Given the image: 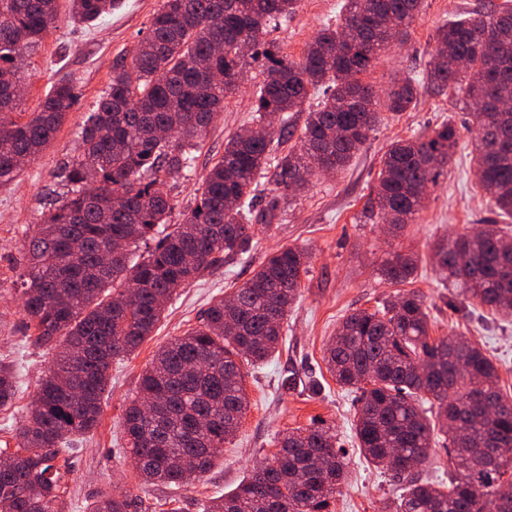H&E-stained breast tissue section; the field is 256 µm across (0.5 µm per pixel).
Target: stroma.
<instances>
[{
	"label": "stroma",
	"mask_w": 512,
	"mask_h": 512,
	"mask_svg": "<svg viewBox=\"0 0 512 512\" xmlns=\"http://www.w3.org/2000/svg\"><path fill=\"white\" fill-rule=\"evenodd\" d=\"M342 3L300 0L296 12L281 21L271 37L283 54L299 58L324 24L335 20ZM504 3L424 0L403 42L372 61L364 82L381 90L393 79L424 75L440 25ZM160 4L161 0H122L111 15L83 25L70 19L67 0H60L54 27L27 59L22 111H35L62 77L74 79L78 103L52 144L37 159L26 162L15 181L0 185V364L14 371L18 382L14 399L0 409V448L15 445V434L53 356L52 351L33 345L24 326L19 275L25 236L64 192L63 170L78 153L80 129L109 84L115 58L132 52L147 34ZM262 78L260 64H250L239 89L226 96L224 110L197 151L193 169L171 192L170 223H180L183 213L193 207L202 177L224 153L225 139L248 126L252 89ZM446 119L458 129L454 160L448 175L431 187L416 220L400 231L367 222L364 210L389 144L431 132ZM467 120L466 110L450 94L424 86L415 109L400 114L382 111L366 144L337 176L314 179L302 192L266 180V192L280 197L281 210L272 223H254L250 252L225 260L180 288L152 336L124 360L113 363L101 421L76 443L70 456L69 492L62 512H88L94 501L115 488L140 499L138 512H170L175 506L180 512H203L212 499L232 492L257 463L274 453L286 432L317 423L335 431L345 450L348 480L331 504L333 512H393L396 486L390 473L375 468L357 447L356 394L336 383L326 368L324 352L344 316L379 308L396 291H414L423 296L428 308L430 336L462 333L479 343L499 369L501 388L512 394V320L477 303L461 312L447 306L450 292L431 255L437 239L496 217L472 169L473 135L466 128ZM288 246L309 253V271L302 275L300 296L283 323L278 351L263 364L242 367L250 407L235 437L225 442L204 481L180 487L142 485L121 426L140 374L160 346L198 326L208 307L245 283L267 255ZM397 251L415 254L418 260L412 282L399 287L379 274L384 260ZM291 371L299 381L287 390L281 381Z\"/></svg>",
	"instance_id": "1"
}]
</instances>
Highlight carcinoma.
Returning a JSON list of instances; mask_svg holds the SVG:
<instances>
[{
    "mask_svg": "<svg viewBox=\"0 0 512 512\" xmlns=\"http://www.w3.org/2000/svg\"><path fill=\"white\" fill-rule=\"evenodd\" d=\"M120 0H69L72 17L92 22ZM300 0H161L132 57L115 60L109 88L80 130L82 152L68 165L71 188L24 244L22 311L34 343L55 351L13 451L0 450V512H59L73 437L92 432L103 413L112 362L152 335L177 289L251 245L250 222H271L280 200L258 213L261 179L294 190L318 173L335 175L362 149L380 119L415 105L424 82L463 93L475 106L471 163L497 214L512 219V7L503 5L439 26L423 80L393 81L385 99L361 76L392 39L406 35L423 0H344L295 61L265 36ZM58 0H0V184L54 140L77 102L73 80L53 83L34 112H20L26 54L50 31ZM267 61L250 125L230 136L203 176L196 205L168 223L171 187L192 168L194 152L224 108L248 61ZM301 153L274 156V140L293 136L292 113L310 97ZM170 128L163 139L157 130ZM458 130L448 120L389 145L367 218L412 223L419 186L448 174ZM124 201L114 203V196ZM152 240L132 263L126 247ZM436 266L461 305L474 301L512 316V236L494 220L476 232L438 240ZM309 254L287 247L267 257L249 280L213 303L200 325L162 346L145 368L140 397L122 426L137 477L181 486L214 466L249 406L241 364L270 358L295 303ZM416 258L396 252L380 275L402 284ZM341 386L360 391L355 432L366 458L403 485L396 512H512L499 490L512 461L485 462L512 448V395L483 349L459 334L433 338L424 299L399 292L381 308L344 317L325 352ZM17 389L0 365V408ZM432 398L422 409L421 394ZM442 435L453 467L450 484L433 486L415 468ZM336 434L322 426L285 435L235 491L206 512H330L346 479ZM117 490L89 512H135Z\"/></svg>",
    "mask_w": 512,
    "mask_h": 512,
    "instance_id": "cac0c4a2",
    "label": "carcinoma"
}]
</instances>
